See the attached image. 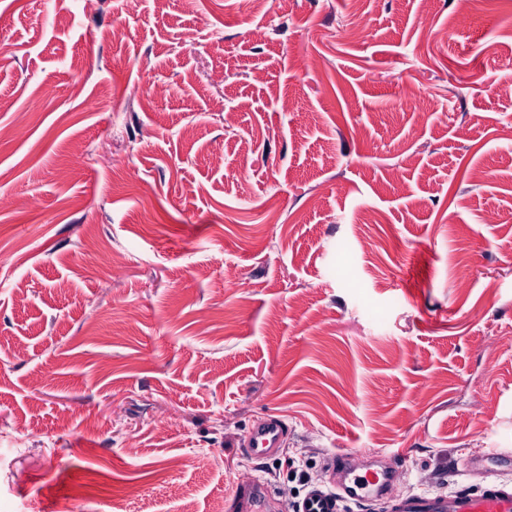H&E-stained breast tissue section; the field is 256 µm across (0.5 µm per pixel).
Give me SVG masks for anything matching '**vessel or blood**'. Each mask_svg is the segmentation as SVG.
Masks as SVG:
<instances>
[{
	"label": "vessel or blood",
	"instance_id": "obj_1",
	"mask_svg": "<svg viewBox=\"0 0 512 512\" xmlns=\"http://www.w3.org/2000/svg\"><path fill=\"white\" fill-rule=\"evenodd\" d=\"M288 432L286 422L269 417L253 426L246 439V451L253 457L267 456L279 448ZM395 473L369 470L348 473L339 490L313 489L297 505V512H341L345 502L366 504L382 496L391 497L395 512H512V489L493 486L480 492L458 490L451 496L433 494L396 495Z\"/></svg>",
	"mask_w": 512,
	"mask_h": 512
}]
</instances>
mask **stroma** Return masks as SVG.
I'll return each instance as SVG.
<instances>
[{"instance_id":"35a3bbf8","label":"stroma","mask_w":512,"mask_h":512,"mask_svg":"<svg viewBox=\"0 0 512 512\" xmlns=\"http://www.w3.org/2000/svg\"><path fill=\"white\" fill-rule=\"evenodd\" d=\"M507 85L512 0H0V512L512 486ZM288 425L279 417H269L253 426L246 439V451L253 457H265L279 448Z\"/></svg>"}]
</instances>
